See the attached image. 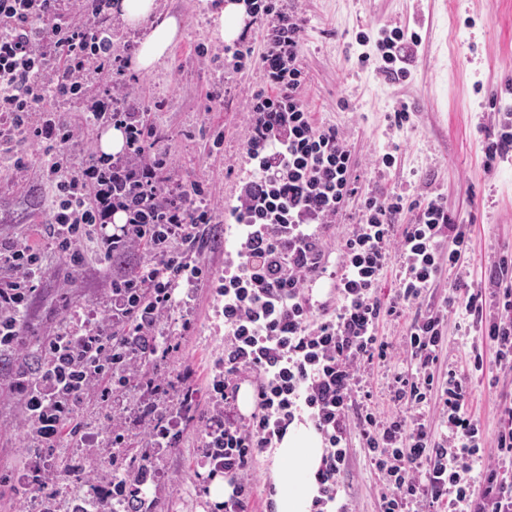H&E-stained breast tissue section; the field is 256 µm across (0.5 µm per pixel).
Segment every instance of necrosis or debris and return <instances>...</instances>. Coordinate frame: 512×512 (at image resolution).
Here are the masks:
<instances>
[{
  "label": "necrosis or debris",
  "instance_id": "1",
  "mask_svg": "<svg viewBox=\"0 0 512 512\" xmlns=\"http://www.w3.org/2000/svg\"><path fill=\"white\" fill-rule=\"evenodd\" d=\"M112 427V408L104 406L81 445L43 449L40 469L18 473L31 499L29 512H155L159 496L170 489L162 466L167 451L148 448L134 457L113 454L103 441ZM126 478L129 493L116 495L113 484Z\"/></svg>",
  "mask_w": 512,
  "mask_h": 512
}]
</instances>
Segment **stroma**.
Listing matches in <instances>:
<instances>
[{"mask_svg": "<svg viewBox=\"0 0 512 512\" xmlns=\"http://www.w3.org/2000/svg\"><path fill=\"white\" fill-rule=\"evenodd\" d=\"M161 11L181 17L182 37L164 64L150 73L105 68L86 73L81 97L49 100L50 111L80 125L82 132L67 145L79 167L97 149L99 129L88 121L113 82L129 86L128 107L149 113L160 140L171 183L198 181L208 191L215 225L196 254L199 262L221 273L227 250L236 245L230 216L237 204L239 181L249 169L244 147L250 131L247 101L262 83L254 63L235 72L224 66V43L218 36L223 0H157ZM304 20L302 61L307 81L302 91L317 121L344 131L358 163L361 190L380 187L406 199L440 198L469 224L474 255L468 284L483 287L490 258L512 256V152L488 161L485 148L498 140L512 106V0H290ZM418 33L401 79L385 76L372 43L381 28ZM368 45H360V35ZM368 61H361V54ZM407 109L410 120L394 124V114ZM222 147H213L216 132ZM392 153L391 167L377 158ZM29 171L15 175L0 163V231L13 234L47 223L49 189L39 178L43 151L26 149ZM86 260L73 269L49 257L31 312V321L49 328L64 303L90 306L101 288L100 252L88 244ZM218 299L210 284L195 287L186 311L192 327L161 371L173 383L188 379L200 410H207V382L214 361L224 352V327L217 317ZM512 401V375L491 372L472 381L468 409L479 418L486 441L498 428V407ZM201 427L182 428L178 448L167 467L185 480L180 490L182 512H198L200 503L187 482L194 473ZM18 403L0 399V512H25L26 501L15 492L21 460L27 457ZM381 479L360 445L342 477L340 494L357 512H380Z\"/></svg>", "mask_w": 512, "mask_h": 512, "instance_id": "stroma-1", "label": "stroma"}]
</instances>
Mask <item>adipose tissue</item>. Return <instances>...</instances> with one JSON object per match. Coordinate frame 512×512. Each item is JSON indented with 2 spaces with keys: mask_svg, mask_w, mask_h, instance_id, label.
<instances>
[{
  "mask_svg": "<svg viewBox=\"0 0 512 512\" xmlns=\"http://www.w3.org/2000/svg\"><path fill=\"white\" fill-rule=\"evenodd\" d=\"M111 10L133 29L149 24L129 61L132 70L149 73L161 66L181 35L177 17L159 12L157 0H113ZM274 512H311L317 494L315 474L323 450L310 422H293L276 448L270 449Z\"/></svg>",
  "mask_w": 512,
  "mask_h": 512,
  "instance_id": "adipose-tissue-1",
  "label": "adipose tissue"
}]
</instances>
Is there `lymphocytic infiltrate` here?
I'll return each mask as SVG.
<instances>
[{"instance_id":"1","label":"lymphocytic infiltrate","mask_w":512,"mask_h":512,"mask_svg":"<svg viewBox=\"0 0 512 512\" xmlns=\"http://www.w3.org/2000/svg\"><path fill=\"white\" fill-rule=\"evenodd\" d=\"M243 3L251 23L262 28L263 47H225L224 61L238 71L248 57H258L263 86L247 106L245 154L252 170L232 212L239 247L215 276L193 258L211 218L199 204L201 183L170 187L145 141L128 140L119 164L124 190L147 202L164 201L167 217L152 237L150 255L139 257L131 225L107 227L120 205L96 176L104 159L73 168L62 146L76 126L41 108L47 98L83 92L86 50L108 33L101 15L75 29L62 23L64 0H0V159L21 175L27 164L19 143L43 146L40 176L52 190L50 219L40 228L45 248H34L23 234L0 237V394L17 400L30 447L78 444L92 424L79 415V404L138 391L145 356L176 346L170 320L184 305L183 286L212 280L223 304L224 355L211 371L201 445L218 450L235 480L222 512H249L257 454L276 447L303 416L324 448L313 512H351L338 487L355 438L382 479V512L440 506L512 512V404L499 409L492 461L475 472L484 436L467 402L472 377L486 364L477 347L465 365L449 364L447 336L448 308L463 303L464 335L491 342L496 369L512 373V260L490 261L487 290L420 311L445 270L456 269L460 283L469 276L468 225L437 198L414 203V217L406 222L402 195L360 192L345 134L318 123L301 96L302 18L282 0ZM418 41V34L399 28L376 40L387 74L405 76L408 47ZM355 196L362 199L356 222L338 246L336 270H328L327 230ZM91 240L105 264L103 316L69 308L39 335V357L29 361L26 319L48 254L79 266ZM393 257L395 289L386 295L382 276ZM326 276L336 281L337 303L312 305L310 287ZM388 322L404 325L407 367L392 374V409L384 413L373 406L367 382L392 355L379 334ZM244 377L253 378L256 398L245 420L235 406Z\"/></svg>"}]
</instances>
